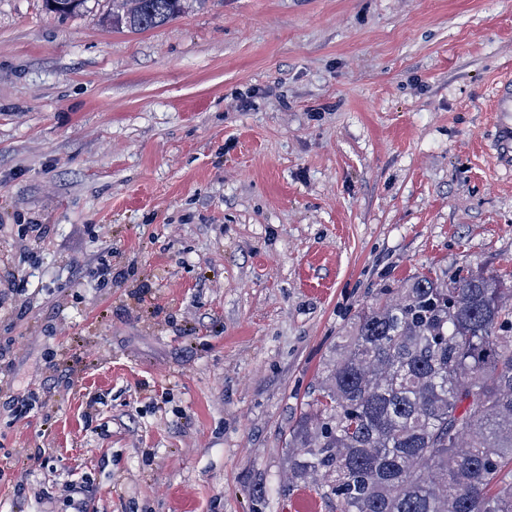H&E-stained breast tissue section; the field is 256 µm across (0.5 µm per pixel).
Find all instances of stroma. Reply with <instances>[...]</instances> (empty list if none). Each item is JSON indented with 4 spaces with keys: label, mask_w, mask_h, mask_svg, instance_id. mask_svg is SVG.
<instances>
[{
    "label": "stroma",
    "mask_w": 512,
    "mask_h": 512,
    "mask_svg": "<svg viewBox=\"0 0 512 512\" xmlns=\"http://www.w3.org/2000/svg\"><path fill=\"white\" fill-rule=\"evenodd\" d=\"M106 10L0 0V275L26 305L0 397L36 400L0 408V512L73 485L88 512H336L287 491L288 438L356 314L418 274L512 275L487 147L512 0ZM106 20L113 28L144 31L176 18L190 2L205 0H107Z\"/></svg>",
    "instance_id": "35a3bbf8"
}]
</instances>
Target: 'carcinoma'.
<instances>
[{
  "instance_id": "cac0c4a2",
  "label": "carcinoma",
  "mask_w": 512,
  "mask_h": 512,
  "mask_svg": "<svg viewBox=\"0 0 512 512\" xmlns=\"http://www.w3.org/2000/svg\"><path fill=\"white\" fill-rule=\"evenodd\" d=\"M89 0H46L60 18ZM144 31L192 0H107ZM291 487L336 512H512V283L416 276L356 315L289 432Z\"/></svg>"
}]
</instances>
